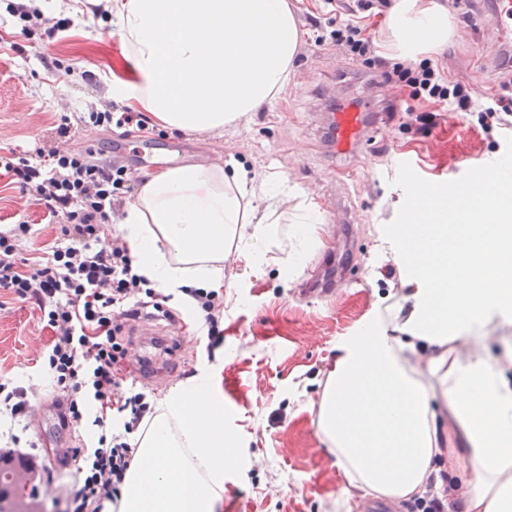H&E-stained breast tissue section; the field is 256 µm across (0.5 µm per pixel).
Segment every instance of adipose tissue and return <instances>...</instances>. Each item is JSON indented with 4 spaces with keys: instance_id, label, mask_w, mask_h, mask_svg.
I'll return each instance as SVG.
<instances>
[{
    "instance_id": "ef3b65f1",
    "label": "adipose tissue",
    "mask_w": 512,
    "mask_h": 512,
    "mask_svg": "<svg viewBox=\"0 0 512 512\" xmlns=\"http://www.w3.org/2000/svg\"><path fill=\"white\" fill-rule=\"evenodd\" d=\"M116 24L139 74L117 94L163 128L209 131L246 122L288 80L300 31L288 0H114ZM389 42L417 60L448 42L453 25L435 0H395ZM512 163H497L477 200L449 205L447 186L417 195L416 219L401 225L411 293L424 339L480 344L488 328L512 323ZM254 186L236 162L186 166L150 177L128 205L120 231L140 274L167 293L224 283V242L254 230L263 257L267 224L255 218ZM399 337L377 323L340 347L321 400V429L349 480L368 494L425 493L443 435L431 397L409 374ZM443 400L462 431L449 456L466 462L456 484L465 512H512V384L479 352L448 359ZM224 404L208 375L160 407L138 444L118 512H216L224 494Z\"/></svg>"
}]
</instances>
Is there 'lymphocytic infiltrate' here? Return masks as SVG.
Segmentation results:
<instances>
[{
	"label": "lymphocytic infiltrate",
	"mask_w": 512,
	"mask_h": 512,
	"mask_svg": "<svg viewBox=\"0 0 512 512\" xmlns=\"http://www.w3.org/2000/svg\"><path fill=\"white\" fill-rule=\"evenodd\" d=\"M355 14L330 33V43L349 61L364 65L371 85L393 94L410 93L431 108L479 112L486 122L512 127V44L504 43L497 70V89L475 101L470 87L447 76L437 64L397 61L380 51L360 16L382 14L392 0H354ZM22 23V35L54 39L70 18H45L27 0L11 7ZM89 122L106 129L146 131L147 116L109 103L90 106ZM69 117H61L54 137L39 140L23 154L0 155V169L10 175L28 205L43 210L58 229L49 250L25 258L20 236L28 221L0 232V295L16 303L36 305L48 336L42 358L59 399L63 427L86 433L73 457L78 486L65 500V512H104L117 502L125 475L135 460L130 442L151 412L144 393L133 392L122 366L127 349L119 337L129 321L163 312L165 295L148 288L130 248L111 225L135 198V187L123 162L94 150H61L70 137ZM184 303L203 321L210 350L224 343V298L214 290L188 288Z\"/></svg>",
	"instance_id": "f902f5d3"
}]
</instances>
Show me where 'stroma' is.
I'll return each mask as SVG.
<instances>
[{"mask_svg": "<svg viewBox=\"0 0 512 512\" xmlns=\"http://www.w3.org/2000/svg\"><path fill=\"white\" fill-rule=\"evenodd\" d=\"M289 2L300 45L288 82L271 103L244 125L164 133L165 141L186 147L182 165L221 168L233 159L256 181L286 177L297 190L283 207L287 219L272 225L262 264L243 250L251 225H240L239 241L225 246L224 347L215 357L207 355L206 331L196 316L172 300L168 306L181 311L182 322L141 318L128 323L126 366L136 371L141 355L169 367L168 385H137L154 405L171 387L209 374L224 401V428L236 462L224 474L218 512H365L367 497L350 484L320 431V401L343 342L367 322L403 326L411 309L413 274L394 242L413 189L403 181L397 160L408 159L431 187L451 179L467 161L476 168L470 178L475 185L493 163L512 161V130L486 124L477 112L443 108L423 132L416 120L422 106L407 96L397 112L374 103L377 122L362 155L332 152L321 114L336 101L355 102L370 90L360 65L331 46L314 44L316 35L335 29V14L321 0ZM40 7L45 15L70 17L73 24L34 46L0 0V153L33 147L52 135L62 114L86 111L111 97L113 81L133 78L132 59L115 21L84 19L69 0H42ZM489 13L486 0H476L474 14L481 24L452 14V37L431 55L453 78L468 82L478 100L497 86L498 39L485 23ZM314 16L320 21L316 29L310 22ZM45 54L90 70L94 81L76 74L68 85H59L40 62ZM340 203L351 210L352 225L329 222L331 209ZM310 206L321 221L303 241L297 220ZM332 239L338 243L337 260L352 263L354 276L332 299L306 296L305 282ZM157 336L171 342L170 354L153 348ZM46 341L36 308L18 303L0 308V379L37 394L35 430L52 473L42 491L44 512H62L58 501L78 479L70 455L79 441L59 425L50 382L38 367Z\"/></svg>", "mask_w": 512, "mask_h": 512, "instance_id": "35a3bbf8", "label": "stroma"}]
</instances>
